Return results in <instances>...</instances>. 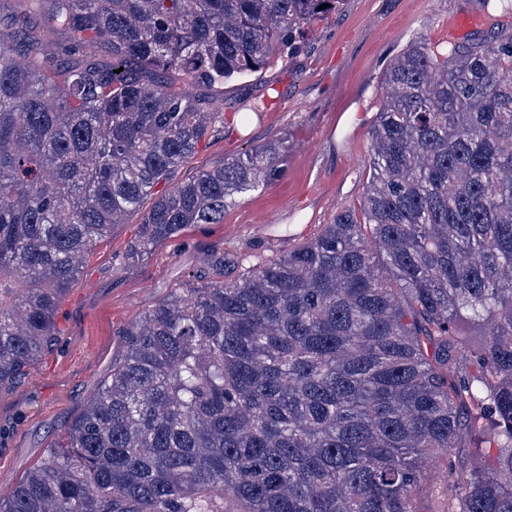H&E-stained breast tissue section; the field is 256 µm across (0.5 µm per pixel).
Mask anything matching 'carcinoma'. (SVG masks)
<instances>
[{
  "instance_id": "cac0c4a2",
  "label": "carcinoma",
  "mask_w": 512,
  "mask_h": 512,
  "mask_svg": "<svg viewBox=\"0 0 512 512\" xmlns=\"http://www.w3.org/2000/svg\"><path fill=\"white\" fill-rule=\"evenodd\" d=\"M12 2L0 386L43 356L83 257L146 198L132 258L279 176L269 142L157 190L224 128V99L180 82L262 73L341 0ZM55 30L76 37L56 47ZM383 84L364 221L343 212L148 308L0 512H512V36L413 41Z\"/></svg>"
}]
</instances>
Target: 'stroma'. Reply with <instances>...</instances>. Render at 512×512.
I'll return each mask as SVG.
<instances>
[{
    "label": "stroma",
    "instance_id": "stroma-1",
    "mask_svg": "<svg viewBox=\"0 0 512 512\" xmlns=\"http://www.w3.org/2000/svg\"><path fill=\"white\" fill-rule=\"evenodd\" d=\"M463 16L482 26L459 35H512L502 0H343L310 30L302 49L224 86V130L174 172L173 181L252 146L283 140V174L224 211L128 257L141 217L98 243L63 297L58 334L37 363L0 387V501L85 408L124 352V332L187 282L234 280L260 259L288 253L347 211L362 216L381 76L414 39L445 45Z\"/></svg>",
    "mask_w": 512,
    "mask_h": 512
}]
</instances>
